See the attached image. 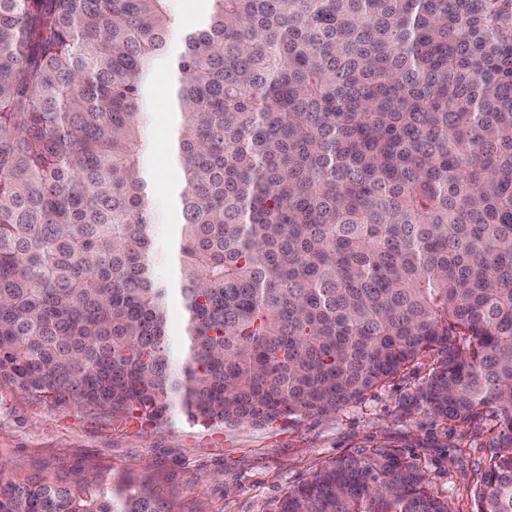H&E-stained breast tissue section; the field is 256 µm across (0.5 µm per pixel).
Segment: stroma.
Returning a JSON list of instances; mask_svg holds the SVG:
<instances>
[{"mask_svg":"<svg viewBox=\"0 0 512 512\" xmlns=\"http://www.w3.org/2000/svg\"><path fill=\"white\" fill-rule=\"evenodd\" d=\"M168 82V71H155L147 135L162 222L158 271L169 280L174 174L165 165L172 132ZM432 366L431 356H424L336 414L264 427L206 428L180 416L155 427L135 420L116 425L94 409L39 403L0 381V463L19 480L68 484L85 476L107 489L120 481L146 487L173 501L177 512H269L328 461L388 448L417 456L430 488L447 498L451 512H473L497 418L491 413L465 426L408 413L405 399Z\"/></svg>","mask_w":512,"mask_h":512,"instance_id":"1","label":"stroma"}]
</instances>
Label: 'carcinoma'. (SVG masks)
<instances>
[{
    "mask_svg": "<svg viewBox=\"0 0 512 512\" xmlns=\"http://www.w3.org/2000/svg\"><path fill=\"white\" fill-rule=\"evenodd\" d=\"M0 0V381L158 425L492 407L475 512H512V0ZM178 40H173L175 30ZM171 74L174 278L143 135ZM182 309V341L170 307ZM0 512H173L15 482ZM272 512H450L418 459L325 464Z\"/></svg>",
    "mask_w": 512,
    "mask_h": 512,
    "instance_id": "carcinoma-1",
    "label": "carcinoma"
}]
</instances>
